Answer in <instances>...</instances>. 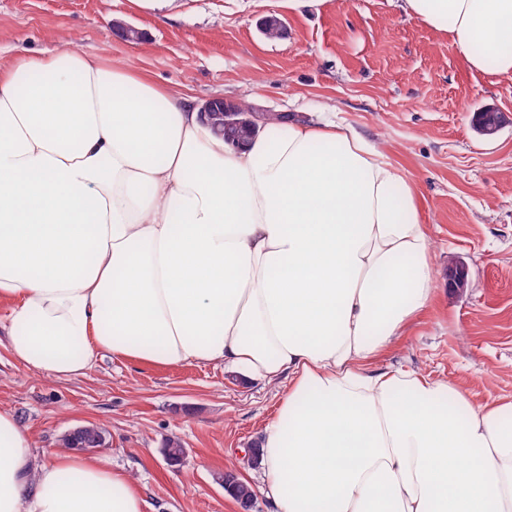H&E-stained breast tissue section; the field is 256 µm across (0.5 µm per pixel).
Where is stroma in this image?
I'll list each match as a JSON object with an SVG mask.
<instances>
[{"mask_svg": "<svg viewBox=\"0 0 512 512\" xmlns=\"http://www.w3.org/2000/svg\"><path fill=\"white\" fill-rule=\"evenodd\" d=\"M280 18L270 40L259 22ZM145 34L117 38L116 21ZM77 48L180 86L197 101L222 97L258 112L348 125L402 166L419 191L432 237L433 300L375 363L455 384L476 409L512 402V75L465 68L451 40L404 14L400 0H173L167 12L132 0H0V56ZM502 112L493 136L482 108ZM470 286H448V261ZM283 385L221 365L167 367L98 357L86 374L54 381L0 347V408L14 412L46 456L93 422V450L139 483L143 512H238L217 480L238 476L269 512L260 466L248 454L276 413ZM178 438L180 464L162 446ZM108 443L104 428L95 423L77 426L62 438L63 448H77L80 452L100 448Z\"/></svg>", "mask_w": 512, "mask_h": 512, "instance_id": "stroma-1", "label": "stroma"}]
</instances>
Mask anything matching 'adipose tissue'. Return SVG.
<instances>
[{
    "mask_svg": "<svg viewBox=\"0 0 512 512\" xmlns=\"http://www.w3.org/2000/svg\"><path fill=\"white\" fill-rule=\"evenodd\" d=\"M470 70L512 74V0H401ZM402 168L332 121L231 146L193 99L76 49L0 57V317L56 381L100 354L287 380L269 512H512V403L373 369L432 298ZM0 410V512H142L125 470L41 457Z\"/></svg>",
    "mask_w": 512,
    "mask_h": 512,
    "instance_id": "obj_1",
    "label": "adipose tissue"
}]
</instances>
